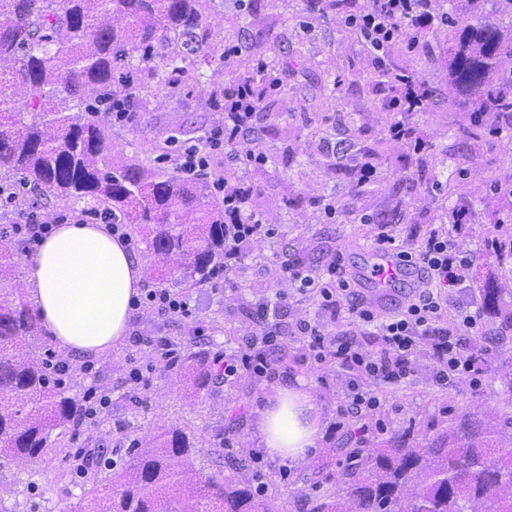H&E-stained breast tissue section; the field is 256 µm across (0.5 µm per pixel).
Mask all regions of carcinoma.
I'll use <instances>...</instances> for the list:
<instances>
[{"instance_id":"cac0c4a2","label":"carcinoma","mask_w":512,"mask_h":512,"mask_svg":"<svg viewBox=\"0 0 512 512\" xmlns=\"http://www.w3.org/2000/svg\"><path fill=\"white\" fill-rule=\"evenodd\" d=\"M208 0H0V176L17 177L47 202L95 200L112 217L146 229L157 254L177 259L158 284L202 286L224 267V206L211 200L208 184L182 178L176 168L142 163L112 164L108 128L95 118L139 104L142 88L115 82L118 65L133 55L161 57L172 72L201 78L193 33ZM484 0H452L448 11L451 84L468 97L471 126L465 139L489 132L490 108L512 113V31L484 18ZM71 112L67 101L86 88ZM18 252L0 248V460L16 467L47 454L57 428L83 424L85 404L67 395L55 367L32 356L44 335L39 318L13 285ZM483 310L503 332L487 340L498 346L512 336V300L494 288L478 289ZM206 352L187 347L180 382L189 396L218 383ZM497 430L467 413L448 419L422 448L409 431L375 448L368 439L332 452L346 465L333 476L311 471L316 492L308 512H512V452L496 459ZM134 463L119 484L92 490L81 512H280L277 497L252 490L250 457L227 462L236 473L202 475L186 483L194 435L170 424L149 443H135ZM413 487L415 491L407 493Z\"/></svg>"}]
</instances>
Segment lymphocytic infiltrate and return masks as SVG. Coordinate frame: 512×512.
<instances>
[{
    "instance_id": "f902f5d3",
    "label": "lymphocytic infiltrate",
    "mask_w": 512,
    "mask_h": 512,
    "mask_svg": "<svg viewBox=\"0 0 512 512\" xmlns=\"http://www.w3.org/2000/svg\"><path fill=\"white\" fill-rule=\"evenodd\" d=\"M441 11L442 0H363L360 9L349 14V24L340 33L360 45L373 67L381 70L397 45H407L413 53L426 50L439 31ZM280 87L278 75L264 61H256L249 79L225 91L223 125L179 155V173L186 178L196 176L205 162L204 151L225 143L238 146L244 159L263 163V153L247 132L263 110L269 92ZM433 104L426 86L407 73L390 78L386 92L377 101L380 111L404 116L431 111ZM216 187L224 193V265L229 268L271 230L250 210L251 189L243 179L221 178ZM470 221V211L462 207L454 211L452 223L428 225L422 236L408 241L398 239L392 225H382L378 245L395 251L424 274L422 287L398 312L381 316L365 301H355L349 308L352 332L348 335H334L320 325L300 321L301 330L310 338L315 362L329 359L346 371V413L361 419L362 434L371 430L363 418L376 409L380 394L412 381L411 360L421 348L432 350L437 384H447L454 377L482 375V367L464 346L465 339L484 336L481 316L455 308L450 298L452 290L471 285L475 255L466 247L463 234L464 224ZM280 277L299 290H311L320 297L322 307L332 312L339 307L341 292L351 286L338 254L330 258L326 275L286 264ZM366 336L376 337L374 348L363 345Z\"/></svg>"
}]
</instances>
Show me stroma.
I'll return each mask as SVG.
<instances>
[{
	"label": "stroma",
	"instance_id": "obj_1",
	"mask_svg": "<svg viewBox=\"0 0 512 512\" xmlns=\"http://www.w3.org/2000/svg\"><path fill=\"white\" fill-rule=\"evenodd\" d=\"M339 26L338 15L308 12L305 0H248L243 7L237 0H213L196 31L203 51L218 56L234 45L242 57L254 60L276 54L284 85L267 99L254 126L265 163L245 164L226 145L208 154L207 180L212 183L225 174L245 178L253 189V212L273 224L275 233L227 276L183 288L191 317L138 304L125 342L96 358L57 351L50 337L40 338L38 355L53 351L68 365L64 380L73 396L93 389L107 402L80 428L53 432L48 454L34 466L0 468L8 488L0 496V512L17 507L22 512H79L91 489L116 480L128 468L135 440L169 424L197 438L200 450L193 472L225 470L227 458L248 453L252 486L276 496L281 512H295L293 494L306 487L309 464L279 462L259 447L256 410L272 386L305 378L324 408V438L312 462L339 471L346 460L332 448L345 433L338 412L346 403L348 379L335 362H314L309 338L298 328L299 321L307 320L339 329L342 318L301 294L282 301L277 271L287 263L324 270L338 250L343 266L363 262L377 248L371 223L375 217L400 212L397 231L403 238L444 220L448 197L436 186L442 167L466 171L462 186L474 214L467 246L476 256L481 281H493L502 295L512 294V266H499L484 251L487 239H512V196L490 190L492 182L512 176V150L489 138L475 142L456 135L469 116L464 98L448 83L447 42L418 59L413 69L441 100L436 111L411 117L428 145L420 152L391 135L394 113L375 108L376 92L385 80L358 44L341 39ZM128 72L149 90L134 121L114 124L104 114L99 120L110 128L116 160L130 163L150 161L155 141H168L175 156L204 140L224 118L212 101L213 89L232 86L238 78V67L230 61L214 76L184 77L178 91L168 94L161 86L170 71L160 62L136 61ZM355 157L371 165L374 174L368 181H360L351 163ZM330 198L342 204L332 218L320 210ZM93 207L90 201L47 205L20 189L15 196H0V230L22 223L28 211L36 212L39 223L54 225L74 221ZM260 303L268 309L262 321L256 316ZM264 325L276 329L275 341L258 348L248 344L247 336ZM193 338L201 339L216 368H223L225 356H251L259 350L268 366L263 375L248 372L186 399L178 367L168 365L162 354ZM414 368V381L384 392L379 407L368 415L369 423L381 426L372 443L385 446L410 427L429 439L449 415L466 412L491 415L500 426L498 446L512 443V425L505 422L512 407L506 404L499 374L485 371L478 386L466 377L441 386L426 350Z\"/></svg>",
	"mask_w": 512,
	"mask_h": 512
}]
</instances>
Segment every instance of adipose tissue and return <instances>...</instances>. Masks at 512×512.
<instances>
[{
  "mask_svg": "<svg viewBox=\"0 0 512 512\" xmlns=\"http://www.w3.org/2000/svg\"><path fill=\"white\" fill-rule=\"evenodd\" d=\"M144 279L107 226L73 221L41 242L27 272V299L60 349L98 355L125 339ZM323 429L322 405L302 379L266 396L258 410L261 446L294 465L318 448Z\"/></svg>",
  "mask_w": 512,
  "mask_h": 512,
  "instance_id": "1",
  "label": "adipose tissue"
}]
</instances>
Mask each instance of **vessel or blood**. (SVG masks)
<instances>
[{
    "mask_svg": "<svg viewBox=\"0 0 512 512\" xmlns=\"http://www.w3.org/2000/svg\"><path fill=\"white\" fill-rule=\"evenodd\" d=\"M350 276L357 287L363 288L364 300L380 312L392 301L405 304L421 286L419 268L382 251L374 253L372 263L352 267Z\"/></svg>",
    "mask_w": 512,
    "mask_h": 512,
    "instance_id": "obj_1",
    "label": "vessel or blood"
}]
</instances>
